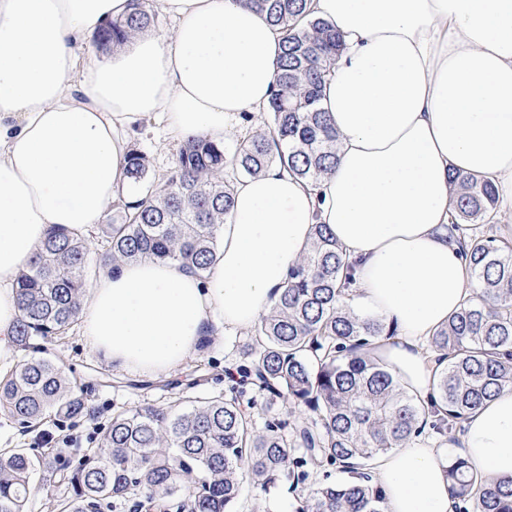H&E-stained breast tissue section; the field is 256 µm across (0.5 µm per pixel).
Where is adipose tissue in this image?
<instances>
[{"instance_id": "adipose-tissue-1", "label": "adipose tissue", "mask_w": 512, "mask_h": 512, "mask_svg": "<svg viewBox=\"0 0 512 512\" xmlns=\"http://www.w3.org/2000/svg\"><path fill=\"white\" fill-rule=\"evenodd\" d=\"M172 37L145 30L102 56L87 35L129 0H0V367L16 351L17 278L48 230L92 229L124 179L125 133L164 118L214 142L266 111L282 36L242 0H159ZM342 36L321 104L339 135L317 187L272 166L234 185L206 276L145 259L101 274L80 313L113 368L176 373L216 330L246 331L328 225L354 264L364 315L395 325L373 354L416 402L434 392L428 340L476 283L448 238L453 172L490 179L512 240V0H312ZM459 453L512 477V390L462 422ZM435 438L375 461L386 512H456Z\"/></svg>"}]
</instances>
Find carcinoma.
I'll use <instances>...</instances> for the list:
<instances>
[{
	"mask_svg": "<svg viewBox=\"0 0 512 512\" xmlns=\"http://www.w3.org/2000/svg\"><path fill=\"white\" fill-rule=\"evenodd\" d=\"M245 2L284 36L268 129L245 136L232 151L189 139L155 190L135 201L118 190L100 235L51 227L17 279L14 342L24 356L0 376V416L39 440L48 436L45 425L63 432L91 413L84 389L33 341L68 335L96 273H115L139 259L206 272L234 204L228 168L257 175L276 164L312 186L336 169L338 134L320 99L341 47L338 33L312 16L310 0ZM131 6L96 34V47H115L154 25L149 0ZM148 171L146 154L130 150L127 184H140ZM451 184L448 235L461 238L478 292L428 341L448 358L431 406L415 404L388 366L371 356L374 340L396 330L350 306L352 268L328 227L318 224L310 250L254 327L250 361L240 368L241 383L266 394L267 409L304 406L313 417L291 427L267 419L259 428L236 388L185 405L114 411L97 428L96 446L61 468L69 487L61 512H107L136 490L145 512H234L244 471L268 492L336 465L352 479L310 484L296 512H386L367 473L378 456L427 429L457 442L471 410L512 388V243L482 234L495 227L490 180L456 172ZM50 462L29 448L1 449L0 512H28L31 480ZM448 478L467 512H512V478L493 480L460 455Z\"/></svg>",
	"mask_w": 512,
	"mask_h": 512,
	"instance_id": "obj_1",
	"label": "carcinoma"
}]
</instances>
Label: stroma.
Returning a JSON list of instances; mask_svg holds the SVG:
<instances>
[{"instance_id": "obj_1", "label": "stroma", "mask_w": 512, "mask_h": 512, "mask_svg": "<svg viewBox=\"0 0 512 512\" xmlns=\"http://www.w3.org/2000/svg\"><path fill=\"white\" fill-rule=\"evenodd\" d=\"M130 148L144 152L150 161L147 178L128 194L141 196L154 190L176 159L180 145L170 136L165 121L156 115L145 118L128 134ZM253 331L218 334L202 354L188 360L171 375V387H132L133 373L114 370L111 363L92 352L86 345L80 327L68 336L48 343L52 357L68 377L77 380L87 393L94 419H82L70 430L68 451L80 455L94 445L95 424L105 421L116 409H129L144 403L167 404L187 396L206 397L225 393L228 372L237 371L244 362L243 353L253 341ZM242 495L238 512H295L296 492L280 485L271 492L256 489L249 476H242ZM68 494L59 473L50 470L34 477L31 484L29 512H59L57 505Z\"/></svg>"}]
</instances>
